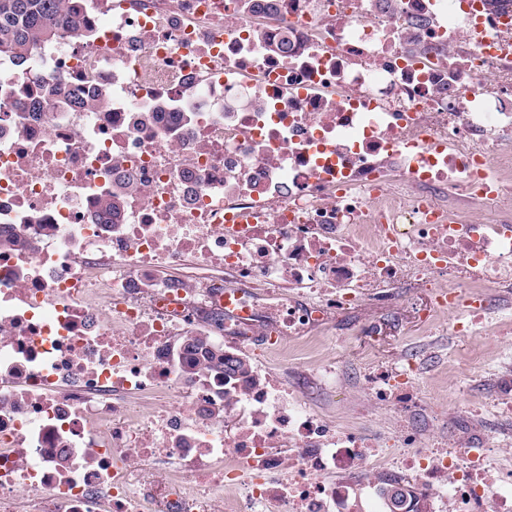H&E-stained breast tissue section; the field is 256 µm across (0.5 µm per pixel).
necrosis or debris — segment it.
<instances>
[{
  "label": "necrosis or debris",
  "instance_id": "obj_1",
  "mask_svg": "<svg viewBox=\"0 0 512 512\" xmlns=\"http://www.w3.org/2000/svg\"><path fill=\"white\" fill-rule=\"evenodd\" d=\"M62 7L75 30L0 53V512H387L385 474L512 512V392L456 413L416 358L367 364L369 437L175 351L310 352L417 293L426 328L512 334V0ZM191 261L215 277L160 275Z\"/></svg>",
  "mask_w": 512,
  "mask_h": 512
}]
</instances>
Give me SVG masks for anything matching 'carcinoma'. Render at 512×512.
<instances>
[{"instance_id": "cac0c4a2", "label": "carcinoma", "mask_w": 512, "mask_h": 512, "mask_svg": "<svg viewBox=\"0 0 512 512\" xmlns=\"http://www.w3.org/2000/svg\"><path fill=\"white\" fill-rule=\"evenodd\" d=\"M59 0H0V51L23 62L40 44L60 38L65 33V19L60 16ZM216 341L202 334L183 336L178 346L194 356L218 379L232 381L248 371L247 360L230 354L216 355ZM385 489L396 490L398 512H421L416 484L404 479L384 482Z\"/></svg>"}]
</instances>
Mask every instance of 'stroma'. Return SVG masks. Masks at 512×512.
<instances>
[{
    "instance_id": "stroma-1",
    "label": "stroma",
    "mask_w": 512,
    "mask_h": 512,
    "mask_svg": "<svg viewBox=\"0 0 512 512\" xmlns=\"http://www.w3.org/2000/svg\"><path fill=\"white\" fill-rule=\"evenodd\" d=\"M429 304L427 297L415 296L395 316L386 318L379 335L333 337L318 351L296 357L291 351L269 348L254 352V359L268 373L286 375L292 363L298 362L314 369L322 361L335 363L342 381L356 387L359 381V362L391 365L402 355H422V389L435 392L451 407L485 397L495 388L497 379L486 368L495 363L506 345L500 336L490 334L470 338H454L442 332L424 335L420 319ZM304 395L313 406L335 416L338 424L355 425L359 430L380 434L386 432L388 422L384 412L373 418L352 421L347 411L351 406L344 393L325 399L315 385H306Z\"/></svg>"
}]
</instances>
